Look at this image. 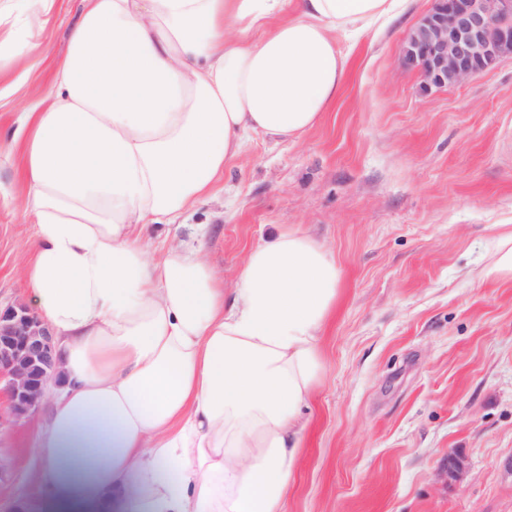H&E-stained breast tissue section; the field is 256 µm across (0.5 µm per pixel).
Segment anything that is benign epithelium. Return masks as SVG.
Listing matches in <instances>:
<instances>
[{
	"mask_svg": "<svg viewBox=\"0 0 512 512\" xmlns=\"http://www.w3.org/2000/svg\"><path fill=\"white\" fill-rule=\"evenodd\" d=\"M512 56V0H434L407 35L403 66L415 69L422 89L454 86ZM63 365L48 325L28 305L0 308V379L15 418L41 407Z\"/></svg>",
	"mask_w": 512,
	"mask_h": 512,
	"instance_id": "obj_1",
	"label": "benign epithelium"
}]
</instances>
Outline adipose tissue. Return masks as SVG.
Wrapping results in <instances>:
<instances>
[{
  "label": "adipose tissue",
  "instance_id": "ef3b65f1",
  "mask_svg": "<svg viewBox=\"0 0 512 512\" xmlns=\"http://www.w3.org/2000/svg\"><path fill=\"white\" fill-rule=\"evenodd\" d=\"M408 0H85L28 112L23 275L63 379L34 479L78 512H284L336 299L331 253L277 230L225 288L201 250L150 254L252 133L335 102L359 35ZM294 16H287L288 7Z\"/></svg>",
  "mask_w": 512,
  "mask_h": 512
}]
</instances>
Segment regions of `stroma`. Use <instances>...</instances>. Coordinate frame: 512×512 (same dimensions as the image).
<instances>
[{
    "instance_id": "35a3bbf8",
    "label": "stroma",
    "mask_w": 512,
    "mask_h": 512,
    "mask_svg": "<svg viewBox=\"0 0 512 512\" xmlns=\"http://www.w3.org/2000/svg\"><path fill=\"white\" fill-rule=\"evenodd\" d=\"M433 5L339 41L346 77L300 138L251 134L208 196L162 232L202 249L225 287L273 227L330 251L336 301L285 512H512V281L475 278L512 228V57L423 93L402 44ZM82 0L49 14L0 0V304L32 303L35 226L21 128L63 56ZM46 408L15 419L0 389V512H53L31 478ZM467 473L449 480L450 452Z\"/></svg>"
}]
</instances>
